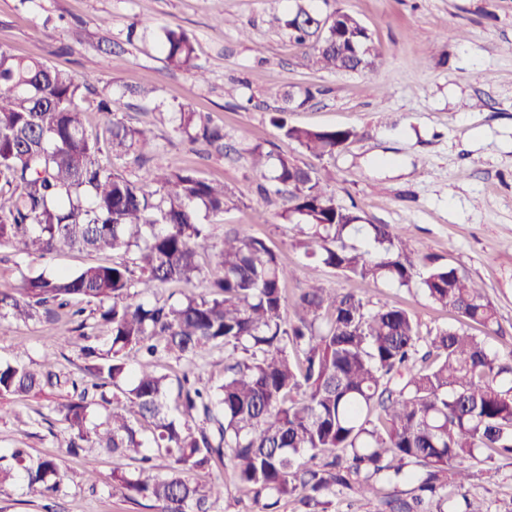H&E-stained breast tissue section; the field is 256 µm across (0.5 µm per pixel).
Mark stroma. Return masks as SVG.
Returning <instances> with one entry per match:
<instances>
[{
	"mask_svg": "<svg viewBox=\"0 0 512 512\" xmlns=\"http://www.w3.org/2000/svg\"><path fill=\"white\" fill-rule=\"evenodd\" d=\"M301 7L324 17L339 8L354 15L376 46L373 69L330 73L313 65L284 25ZM76 27L84 34L79 44L68 36ZM169 29L193 40L204 78L168 68L160 43ZM0 46L93 76L98 93L119 106L112 115L88 110L90 133L104 134L111 119L121 120L152 139V165L224 183L223 213H201V222L218 241L233 229L265 240L294 273L285 284L289 300L317 283L406 309L425 333L458 322L420 285L428 263L449 265L482 286L498 310L504 334L486 337L487 346L512 352V0H0ZM307 88L316 98L288 120L354 130L335 155L311 156L270 122L286 91ZM185 106L222 129V145H192L176 132ZM257 145L326 177L336 203L356 206L364 223L407 230L411 284L348 278L307 257L295 245L301 225L281 217L287 194L249 163ZM101 259L121 256L65 248L34 261L1 250L0 288ZM66 321L43 317L0 328V363L36 367L51 355L61 375L78 374V349L59 341ZM68 400L65 386L0 396V449H27L33 459L54 460L64 475L50 498L22 478L6 485L0 512H140L112 491V472L125 459L100 448L67 454L69 430L58 409ZM472 491L491 512H512V460L479 472Z\"/></svg>",
	"mask_w": 512,
	"mask_h": 512,
	"instance_id": "1",
	"label": "stroma"
}]
</instances>
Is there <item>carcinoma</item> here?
<instances>
[{"instance_id": "cac0c4a2", "label": "carcinoma", "mask_w": 512, "mask_h": 512, "mask_svg": "<svg viewBox=\"0 0 512 512\" xmlns=\"http://www.w3.org/2000/svg\"><path fill=\"white\" fill-rule=\"evenodd\" d=\"M302 13L288 15L285 26L316 65L372 67L376 48L356 17L338 8L322 34ZM162 50L169 67L204 77L185 32L167 30ZM93 93L86 78L0 47V249L34 259L63 247L133 254L0 289V322L53 317L82 298L96 305V325L109 336L105 351L89 342L84 309L73 311L63 343L73 334L85 340L80 379L61 378L49 356L37 369L0 364V395L71 385L60 409L67 452L107 448L130 460L112 472V489L148 512H224V479H196L214 468L232 473L257 512H278L290 499L302 512H330V497L344 491L374 503V512H489L470 493L471 467L496 455L512 459V355L491 352L468 332L475 323L499 333L483 288L454 267L431 266L422 290L462 322L425 336L402 308H370L353 293L314 284L302 289L291 319L282 285L292 271L276 252L238 231L218 246L199 221L202 209L224 211V184L160 169L131 181L102 164L81 107ZM286 114L274 112L271 123L317 158L355 137L290 125ZM177 129L191 142L223 139L191 109L179 113ZM109 134L115 154L145 158L152 149L144 131L118 120ZM250 158L288 191L283 217L307 227L295 245L308 256L346 277L411 283L406 231L371 224L369 249L360 251L345 234L360 229L362 217L336 204L321 179L286 156L270 163L259 145ZM209 255L219 273L208 278L201 259ZM199 277L203 293L174 303L134 300L139 284ZM214 347L224 348V379L201 385L196 362ZM135 356L142 362L133 371ZM94 404L105 410L98 424L89 420ZM17 473L42 494L60 489L55 461L34 462L22 448L1 453L0 489ZM405 482L412 488L395 489Z\"/></svg>"}]
</instances>
